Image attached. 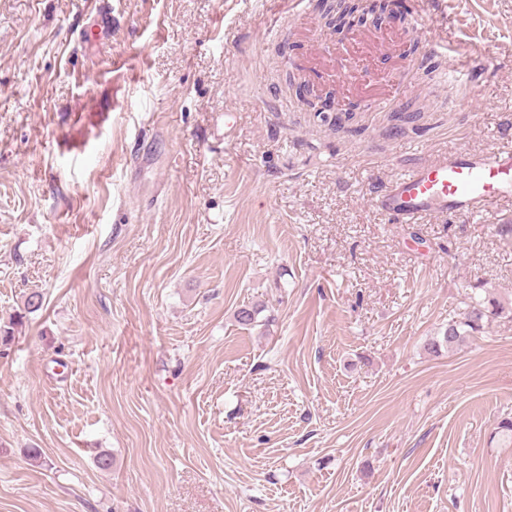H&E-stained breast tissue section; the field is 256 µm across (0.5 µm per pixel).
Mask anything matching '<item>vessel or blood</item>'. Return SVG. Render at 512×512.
Listing matches in <instances>:
<instances>
[{"label": "vessel or blood", "mask_w": 512, "mask_h": 512, "mask_svg": "<svg viewBox=\"0 0 512 512\" xmlns=\"http://www.w3.org/2000/svg\"><path fill=\"white\" fill-rule=\"evenodd\" d=\"M351 81L374 87L362 101L367 110L397 108L406 87L397 75L381 73L371 56L357 55ZM512 198V148L482 153L454 151L409 170L381 191L375 205L394 224H414L434 214L476 217L493 214Z\"/></svg>", "instance_id": "b4317fda"}]
</instances>
